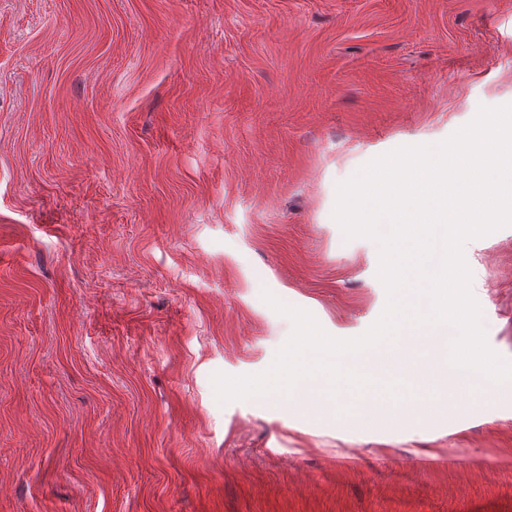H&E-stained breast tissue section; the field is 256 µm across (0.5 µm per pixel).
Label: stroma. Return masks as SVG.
Masks as SVG:
<instances>
[{
    "instance_id": "obj_1",
    "label": "stroma",
    "mask_w": 512,
    "mask_h": 512,
    "mask_svg": "<svg viewBox=\"0 0 512 512\" xmlns=\"http://www.w3.org/2000/svg\"><path fill=\"white\" fill-rule=\"evenodd\" d=\"M512 104V0H0V512H512V397L219 403L304 303L362 335L373 158ZM512 362V227L469 241Z\"/></svg>"
}]
</instances>
